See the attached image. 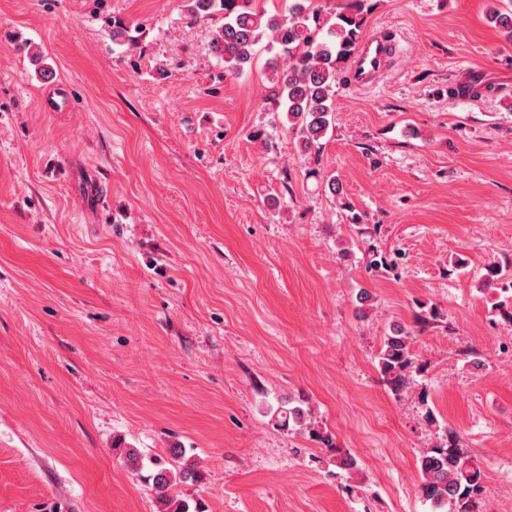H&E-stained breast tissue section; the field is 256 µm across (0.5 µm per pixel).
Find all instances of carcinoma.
I'll list each match as a JSON object with an SVG mask.
<instances>
[{"instance_id":"1","label":"carcinoma","mask_w":512,"mask_h":512,"mask_svg":"<svg viewBox=\"0 0 512 512\" xmlns=\"http://www.w3.org/2000/svg\"><path fill=\"white\" fill-rule=\"evenodd\" d=\"M254 0H191L190 12L196 18L222 14L223 23L213 33L210 48L231 73H241L252 65L263 38L279 46L281 55L269 59L272 86L268 108L281 116L293 133L298 151L310 155L332 128L335 116V88L339 74L364 40L367 0H349L340 12L326 15L315 0H288V12L270 14L253 5ZM491 22L512 46V9L496 10ZM486 88L480 76L472 75L457 84L452 93L477 97ZM484 288L499 292L495 314L512 322V262H492L486 266ZM378 369L391 389L406 392L412 373L422 371L412 349V331L396 326L384 337L377 354ZM275 424L304 430L311 426L312 410L302 400L281 402L269 409ZM127 465L145 479L157 493L159 512H198L190 510L180 497L178 486L195 478L194 465L186 460V449L172 448L167 456L148 459L136 448L122 447L113 440ZM419 492L432 512H479L483 492L481 470L456 447V437L448 432L419 459Z\"/></svg>"}]
</instances>
